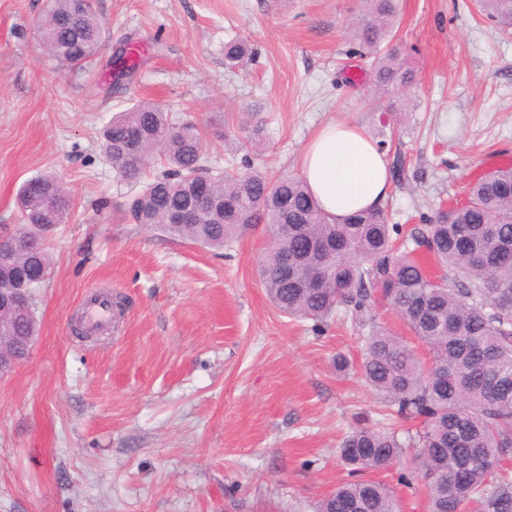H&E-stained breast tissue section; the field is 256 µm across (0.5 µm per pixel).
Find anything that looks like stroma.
I'll return each mask as SVG.
<instances>
[{
	"mask_svg": "<svg viewBox=\"0 0 512 512\" xmlns=\"http://www.w3.org/2000/svg\"><path fill=\"white\" fill-rule=\"evenodd\" d=\"M45 5L0 0V232L44 172L72 201L48 233L36 344L0 376V512H315L347 477L344 435L382 422V398L334 363L360 362V328L318 331L272 304L256 273L263 230L212 250L128 222L135 190L102 130L152 102L196 124L214 170L295 175L317 127L352 121L402 165L390 221L414 225L512 165V33L474 0H399L393 34L416 84L396 126L402 98L375 89L349 32L361 0H97L109 44L78 73L42 45ZM239 38L255 57L231 72L224 46ZM125 41L143 64L117 85L107 60ZM246 112L264 120L262 151L224 143ZM92 286L122 307L110 334L81 339Z\"/></svg>",
	"mask_w": 512,
	"mask_h": 512,
	"instance_id": "35a3bbf8",
	"label": "stroma"
}]
</instances>
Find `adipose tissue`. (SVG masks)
<instances>
[{"label":"adipose tissue","instance_id":"1","mask_svg":"<svg viewBox=\"0 0 512 512\" xmlns=\"http://www.w3.org/2000/svg\"><path fill=\"white\" fill-rule=\"evenodd\" d=\"M300 173L326 213L347 216L381 204L390 193L386 160L357 125L331 121L306 145Z\"/></svg>","mask_w":512,"mask_h":512}]
</instances>
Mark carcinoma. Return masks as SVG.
Instances as JSON below:
<instances>
[{"label": "carcinoma", "instance_id": "carcinoma-1", "mask_svg": "<svg viewBox=\"0 0 512 512\" xmlns=\"http://www.w3.org/2000/svg\"><path fill=\"white\" fill-rule=\"evenodd\" d=\"M355 26L359 44L387 40L396 0H364ZM485 16L512 28V0H479ZM80 14L75 39L59 23ZM49 56L62 68L85 69L100 54L106 33L86 0H47L37 21ZM247 41L224 45V66L243 68ZM114 81L129 78L140 61L125 48L113 53ZM374 85L384 94L411 87L415 73L395 51L373 57ZM116 177L142 185L128 204L135 224L159 226L170 236L222 248L263 227L268 248L258 274L284 314L319 326L339 309L367 332L356 337L360 371L380 393L389 414L418 423L413 433L353 428L341 442L348 478L316 512H399L393 490L368 477L394 467L414 450L430 512H512V166L470 183L467 203L441 209L427 223H389L384 205L338 218L325 213L299 175L273 176L254 168L213 172L206 142L191 123L175 125L160 106L143 102L117 113L103 132ZM210 206L183 223L169 213L185 209L200 190ZM70 198L53 175L24 184V224L50 227L64 219ZM297 259L288 274L284 257ZM50 272L39 238L0 264V292L16 286L26 268ZM396 313L418 340V350L379 322L376 309Z\"/></svg>", "mask_w": 512, "mask_h": 512}]
</instances>
